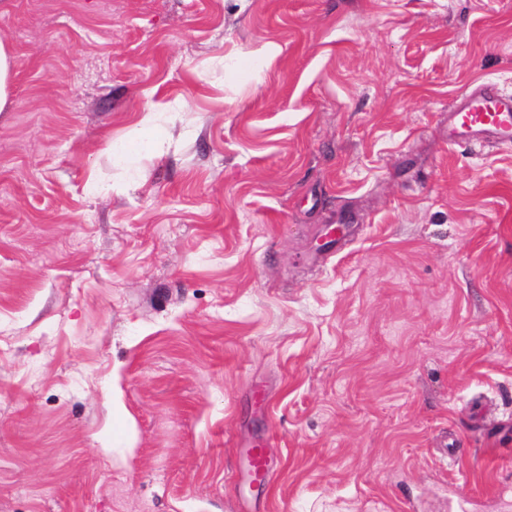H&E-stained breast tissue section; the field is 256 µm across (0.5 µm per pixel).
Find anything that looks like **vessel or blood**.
I'll use <instances>...</instances> for the list:
<instances>
[{"label":"vessel or blood","instance_id":"vessel-or-blood-1","mask_svg":"<svg viewBox=\"0 0 512 512\" xmlns=\"http://www.w3.org/2000/svg\"><path fill=\"white\" fill-rule=\"evenodd\" d=\"M448 138L454 144L480 139L512 143V94L491 83L461 90L449 115Z\"/></svg>","mask_w":512,"mask_h":512}]
</instances>
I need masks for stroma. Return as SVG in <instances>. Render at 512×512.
I'll list each match as a JSON object with an SVG mask.
<instances>
[{"label":"stroma","mask_w":512,"mask_h":512,"mask_svg":"<svg viewBox=\"0 0 512 512\" xmlns=\"http://www.w3.org/2000/svg\"><path fill=\"white\" fill-rule=\"evenodd\" d=\"M0 37V512H512V144L448 143L512 92V0H0ZM16 67V57L11 49L0 40V112L12 105L11 78ZM448 131L453 144L480 139L512 143V94L491 83L461 90L449 115Z\"/></svg>","instance_id":"35a3bbf8"}]
</instances>
